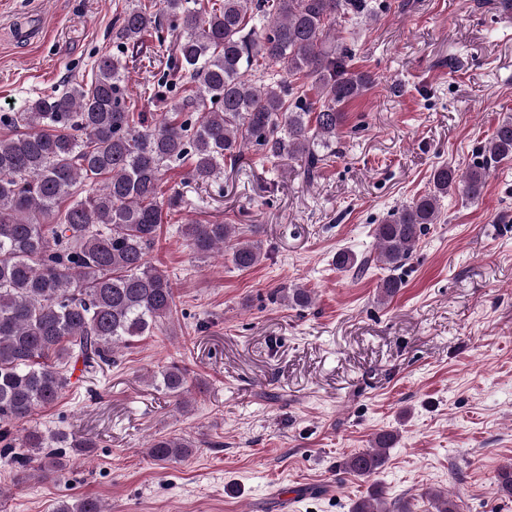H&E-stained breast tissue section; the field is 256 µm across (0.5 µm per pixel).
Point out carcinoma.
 Here are the masks:
<instances>
[{
  "label": "carcinoma",
  "mask_w": 512,
  "mask_h": 512,
  "mask_svg": "<svg viewBox=\"0 0 512 512\" xmlns=\"http://www.w3.org/2000/svg\"><path fill=\"white\" fill-rule=\"evenodd\" d=\"M370 0H149L115 18L117 52L96 60L90 81L70 80L0 113V443L14 477L55 478L66 469L62 445L87 454L96 444L33 425L13 435L10 425L32 421L71 385V364L87 373L112 362L168 321L175 290L151 263L168 215L184 208L176 190L161 193L165 172L188 167L200 183L215 182L252 148L267 161L300 162L314 179L336 155L340 107L371 83L352 68L353 49L336 36L337 21L370 19ZM173 44L165 69L149 87L156 112L131 103L127 59L143 55L146 38ZM483 159L461 176L442 164L431 188L395 209L375 228L377 252L361 259L336 254L340 269L394 271L438 223L439 201L452 191L481 198L490 166L512 160V119L502 121L483 147ZM202 257L224 253L249 270L262 258V241L237 240L224 222L180 226ZM288 304L305 307L311 291L281 289ZM187 369L173 364L156 386L180 400ZM395 437L383 432L375 448L350 455L344 471L370 477L385 465ZM185 437H154L158 463L189 457ZM497 493L512 497V465L496 475ZM435 512H458L456 501L429 494ZM55 512H105L83 496L58 502ZM351 512H412L408 501L387 505L379 493Z\"/></svg>",
  "instance_id": "obj_1"
}]
</instances>
